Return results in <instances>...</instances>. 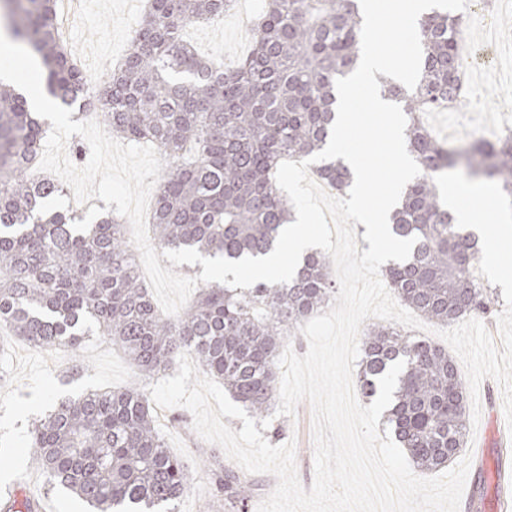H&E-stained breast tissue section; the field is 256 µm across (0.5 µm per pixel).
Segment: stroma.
<instances>
[{
	"label": "stroma",
	"mask_w": 512,
	"mask_h": 512,
	"mask_svg": "<svg viewBox=\"0 0 512 512\" xmlns=\"http://www.w3.org/2000/svg\"><path fill=\"white\" fill-rule=\"evenodd\" d=\"M146 0H94L92 9L83 10L80 22L67 35L68 42L90 47L92 60L83 69L92 84L102 82L127 53ZM265 0H238L237 9L225 13L223 21L200 24L186 30V37L202 56L225 64L244 58L252 49L247 24L255 20ZM494 22H487L480 0H469L463 12L470 33L469 49L484 50L492 56L491 75L482 67L468 69L470 84L482 92L473 105L429 113L426 125L442 143L468 141L474 131L495 136L512 128V98L504 90L512 85V0H493ZM500 305L492 318H465L451 325L430 323L423 338L440 345L453 357L465 382L467 395L468 444L463 455H470V443L486 434L483 469L484 500L493 502L496 467L512 471V447L500 451V439L512 436V288L499 291ZM82 364L73 373V364ZM135 367L123 350L112 343L90 337L79 349L31 348L9 327L0 328V491L13 471L31 472L25 495L50 500L54 512H81L82 502L62 488H49L42 469L35 467L28 446L31 423L43 416L58 398L90 389L121 388L137 382ZM155 426L170 451L188 466V490L178 512H217V501L205 496L200 478L220 473L232 461L223 450L202 440L193 429L191 413L182 407L155 409ZM262 435L270 444L296 443V467L304 488L314 478L312 410L300 403L294 417L277 416Z\"/></svg>",
	"instance_id": "1"
}]
</instances>
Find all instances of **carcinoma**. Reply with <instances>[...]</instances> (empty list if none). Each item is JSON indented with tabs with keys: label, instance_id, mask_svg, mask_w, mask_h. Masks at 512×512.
<instances>
[{
	"label": "carcinoma",
	"instance_id": "carcinoma-1",
	"mask_svg": "<svg viewBox=\"0 0 512 512\" xmlns=\"http://www.w3.org/2000/svg\"><path fill=\"white\" fill-rule=\"evenodd\" d=\"M6 2L12 36L42 63L55 102L92 106L113 135L157 146L166 171L156 183L151 228L161 251L194 248L239 260L273 250L293 219L277 168L329 141L335 81L360 59L358 0H267L252 27V52L230 69L199 56L182 32L221 22L234 0H148L128 53L96 88L59 37L57 0ZM462 29L459 15L424 14L416 88L378 77L381 98L404 104L407 150L421 169L390 216L392 233L416 244L408 260L388 263L382 274L401 302L447 324L492 316L498 292L472 276L478 238L454 223L441 198L442 175L463 157L468 176L495 183L512 205V131L462 152L419 121L467 96ZM48 132L27 99L0 82V324L35 349L76 350L94 334L121 347L145 378L190 352L253 414L269 411L280 348L336 295L325 256H307L286 284L206 287L186 311L164 316L139 278L121 217L109 213L79 232L52 208L62 184L28 176ZM316 169L338 194L353 183L340 158ZM401 360L388 423L417 467H445L465 444L463 376L431 341L372 324L358 377L364 397H375L378 379ZM31 447L48 483L74 493L89 512H177L188 490L187 465L155 430L139 384L56 400L35 421ZM203 490L224 496V512H245L248 480L233 470Z\"/></svg>",
	"mask_w": 512,
	"mask_h": 512
}]
</instances>
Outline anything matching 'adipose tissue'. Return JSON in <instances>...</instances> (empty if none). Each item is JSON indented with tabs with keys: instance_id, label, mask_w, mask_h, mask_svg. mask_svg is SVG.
Segmentation results:
<instances>
[{
	"instance_id": "obj_1",
	"label": "adipose tissue",
	"mask_w": 512,
	"mask_h": 512,
	"mask_svg": "<svg viewBox=\"0 0 512 512\" xmlns=\"http://www.w3.org/2000/svg\"><path fill=\"white\" fill-rule=\"evenodd\" d=\"M461 191L449 189L446 204L456 223L473 226L480 234L493 275L505 286H512V270L502 267L498 256L503 246L512 244V211L494 209L489 225L477 224L472 211L460 202Z\"/></svg>"
}]
</instances>
